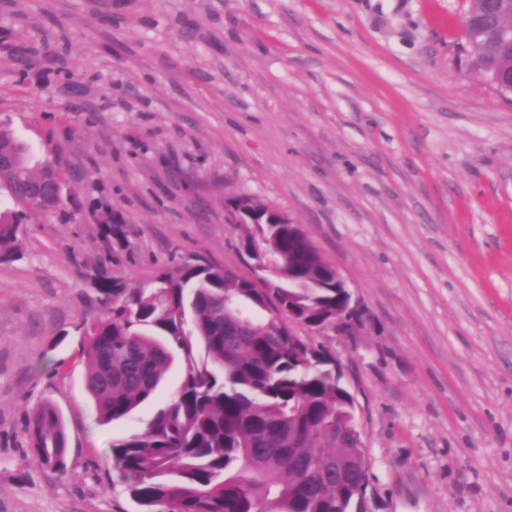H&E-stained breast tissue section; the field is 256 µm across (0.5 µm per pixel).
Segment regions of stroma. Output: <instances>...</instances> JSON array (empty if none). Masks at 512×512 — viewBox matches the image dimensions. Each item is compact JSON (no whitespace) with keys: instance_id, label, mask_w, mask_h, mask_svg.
Returning <instances> with one entry per match:
<instances>
[{"instance_id":"1","label":"stroma","mask_w":512,"mask_h":512,"mask_svg":"<svg viewBox=\"0 0 512 512\" xmlns=\"http://www.w3.org/2000/svg\"><path fill=\"white\" fill-rule=\"evenodd\" d=\"M469 0H0V120L66 177L0 261V512H113L110 448L177 388L99 424L84 388L98 270L251 269L227 197L295 216L360 324L310 337L352 393L368 512H512V97L467 69ZM31 50L17 64L15 45ZM82 90L71 109L65 82ZM111 205L126 239L101 236ZM53 400L67 467L26 463Z\"/></svg>"}]
</instances>
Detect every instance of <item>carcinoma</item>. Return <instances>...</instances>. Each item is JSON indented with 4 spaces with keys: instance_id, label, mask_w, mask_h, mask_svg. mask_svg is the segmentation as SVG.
Returning a JSON list of instances; mask_svg holds the SVG:
<instances>
[{
    "instance_id": "1",
    "label": "carcinoma",
    "mask_w": 512,
    "mask_h": 512,
    "mask_svg": "<svg viewBox=\"0 0 512 512\" xmlns=\"http://www.w3.org/2000/svg\"><path fill=\"white\" fill-rule=\"evenodd\" d=\"M470 54L512 69V43L465 34ZM26 146L0 122V154ZM44 162L0 170V254L20 252L32 215L21 183ZM279 287L242 288L228 271L182 264L152 281L97 277L99 316L87 327L84 386L97 419H128L154 398L175 361L182 372L172 400L142 430L112 442L111 482L123 484L140 512H360L367 488L366 450L340 427L354 398L336 377L334 357L288 336L292 312L326 320L344 312L345 293L320 257L280 224L268 235ZM29 464L63 471L69 454L65 418L51 400L28 413Z\"/></svg>"
}]
</instances>
